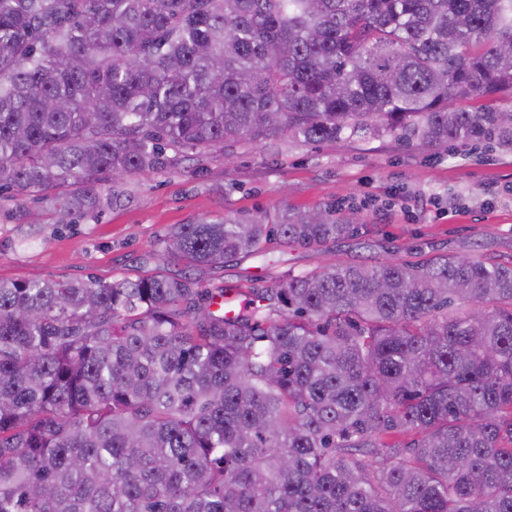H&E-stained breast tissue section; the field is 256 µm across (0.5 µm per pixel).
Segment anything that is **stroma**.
Returning a JSON list of instances; mask_svg holds the SVG:
<instances>
[{
    "instance_id": "1",
    "label": "stroma",
    "mask_w": 512,
    "mask_h": 512,
    "mask_svg": "<svg viewBox=\"0 0 512 512\" xmlns=\"http://www.w3.org/2000/svg\"><path fill=\"white\" fill-rule=\"evenodd\" d=\"M234 164L210 157L172 170L133 175L106 184L119 193L78 223L57 224L51 211L0 198V279L134 278L141 258L162 251L173 224L198 218H249L281 204L302 210L354 207L367 237L333 244L339 263H375L393 257L453 251L512 256V151L467 146H402L386 138L353 136L328 147L282 137L235 146ZM317 252L275 247L270 258L245 257L203 272L210 290L270 285L287 274L313 270Z\"/></svg>"
}]
</instances>
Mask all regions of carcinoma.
Segmentation results:
<instances>
[{
	"label": "carcinoma",
	"mask_w": 512,
	"mask_h": 512,
	"mask_svg": "<svg viewBox=\"0 0 512 512\" xmlns=\"http://www.w3.org/2000/svg\"><path fill=\"white\" fill-rule=\"evenodd\" d=\"M510 45L512 0H0V188L69 225L241 142L512 149ZM370 232L283 204L0 280V512H512V257L325 258ZM277 246L324 259L200 287ZM275 261L267 267V261L261 257H245L224 263V268L204 271L200 275L202 288H238L256 286L264 288L288 272L297 275L313 270L319 263V254L301 247H275L268 255Z\"/></svg>",
	"instance_id": "1"
}]
</instances>
